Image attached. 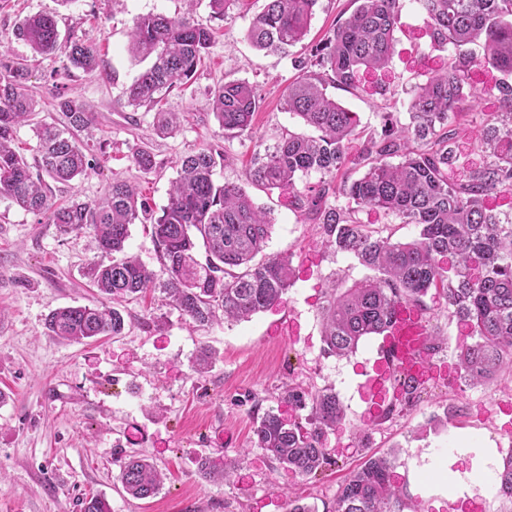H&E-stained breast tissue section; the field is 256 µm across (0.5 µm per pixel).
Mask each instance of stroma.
I'll list each match as a JSON object with an SVG mask.
<instances>
[{
    "mask_svg": "<svg viewBox=\"0 0 512 512\" xmlns=\"http://www.w3.org/2000/svg\"><path fill=\"white\" fill-rule=\"evenodd\" d=\"M264 5L265 0H235L224 17L214 19L207 0H199L196 15L208 20L212 45L192 80L163 101L164 109L179 114L180 125L162 136L154 129L153 112L126 104L125 91L140 69L127 51L128 32L139 15H182L184 0H73L66 6L60 0H0V45L27 65L26 86L40 119H59L61 91L94 115L92 125L75 134L79 143L98 145L93 168L68 183L50 182L52 202L97 201L118 177L135 184L157 211L168 201L181 157L220 148L226 162L215 178L234 181L259 145L272 144L285 129L302 131L299 118L283 105L295 76L291 60L307 55L354 5L320 0L307 36L286 55L257 51L246 38L250 19ZM36 13L54 15L61 38L95 43L98 68H73L61 52L33 55L14 31ZM394 38L385 68L364 74L353 89L332 92L368 134L380 132L388 113L408 122L417 86L456 54L451 47H433L416 0H406ZM469 77L488 93L464 101L448 120L458 155L448 170L452 180L483 162L476 139L500 109L490 91L499 72L473 66ZM228 81L248 82L260 100L251 136L219 135L208 97ZM141 148L153 154L154 169L134 164L132 155ZM250 194L271 211L266 254L287 256L293 267V284L280 304L247 321L199 327L152 292L118 300L127 321L123 336L89 343L48 336L44 320L60 307L101 302L89 277L91 266L103 260L92 235L61 234L45 216L0 200V512H80V500L88 495L104 497L112 512H287L292 498L326 512L354 468L389 450L396 456L404 512H437L442 495L418 481L415 471L433 473L447 463L471 471L470 457L457 452L463 435L496 450L490 476L474 488L482 512H512V501L499 495L494 479L512 453V376L465 381L459 354L472 338L450 317L444 298L430 294L424 321L445 341L429 362L420 397L389 419H377L361 390L375 374L376 337L361 341L350 357H331L323 352L318 318L331 279L349 286L364 279L367 269L352 256L326 249L317 226L302 222L288 192L254 188ZM204 347L216 362L198 373L192 362ZM290 386L331 389L346 411L342 425L326 437L327 463L313 478L289 471L254 444V422L267 409L305 420L306 411L285 394ZM442 411L450 416L448 424L431 423ZM135 452L163 475L154 497L132 498L117 479ZM205 457L235 460L239 468L229 483H216L199 473Z\"/></svg>",
    "mask_w": 512,
    "mask_h": 512,
    "instance_id": "35a3bbf8",
    "label": "stroma"
}]
</instances>
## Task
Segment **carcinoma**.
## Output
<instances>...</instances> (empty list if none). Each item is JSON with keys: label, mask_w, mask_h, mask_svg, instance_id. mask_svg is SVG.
I'll use <instances>...</instances> for the list:
<instances>
[{"label": "carcinoma", "mask_w": 512, "mask_h": 512, "mask_svg": "<svg viewBox=\"0 0 512 512\" xmlns=\"http://www.w3.org/2000/svg\"><path fill=\"white\" fill-rule=\"evenodd\" d=\"M181 17L148 14L134 18L129 51L143 62L126 88L127 104L152 108L173 89L191 80L197 64L212 43L208 23L194 16V2ZM319 0H267L247 28L259 51L286 53L310 27ZM357 7L312 49L311 58L296 60V77L285 91L288 112L313 128L309 136L283 131L274 143L256 152L240 179L214 180L221 152H200L178 161L168 203L160 214L139 199L137 188L119 178L103 198L88 203L73 199L53 207L45 178L70 182L91 168L89 148L74 133L93 123L92 113L69 98L58 103L59 124L42 123L34 100L25 93L28 70L0 53V198L20 208L50 214V223L64 233L91 231L101 252L112 256L97 264L90 276L109 297L143 294L160 288L166 304L199 326L216 319L241 321L274 305L291 286L287 256L256 260L267 246L273 227L268 212L255 205L249 187L269 192L296 187L312 172L323 176L314 193L296 192V206L312 215L327 249L348 254L374 277L325 290L319 316L324 351L347 356L359 343L386 332L395 306L405 303L426 311L430 289L442 291L448 311L475 338L460 354L465 380L488 382L512 372V214L503 217L486 206V199L503 185L512 186V0H418L431 28L433 47L449 45L458 52L483 40L481 57L429 77L409 103V122L387 115L381 133L363 142L351 159L346 142L356 135V113L328 94V87L353 88L361 69H378L393 51V35L405 0H354ZM36 55L58 51L85 71L95 68L97 46L80 39L60 42L54 17L25 18L15 30ZM470 64L488 65L505 79L495 85L504 111L484 125L477 148L482 164L470 168L457 182L448 180L454 151L448 137V117L460 102L477 99L485 89L467 78ZM209 105L224 138L252 134L259 98L252 86L230 81L216 87ZM179 118L156 112L158 132H174ZM32 124L38 158L31 164L12 148L18 127ZM366 171L351 182H336L347 164ZM348 199V206L336 204ZM384 209L417 236L394 241L370 231L355 218L356 208ZM150 223L167 272L158 283L140 260L126 254L129 225ZM126 320L115 307L67 306L46 318L48 335L74 341H95L123 334ZM288 401L309 409V428L285 421L269 410L253 428L254 443L279 464L302 477L316 475L326 460L325 436L344 419L345 409L329 389L305 393L288 389ZM395 452L373 455L352 471L341 485L332 512H403L402 487L394 474ZM235 464L219 468L208 458L200 473L212 481L226 480ZM123 490L136 499L154 496L162 486L160 472L145 457L128 456L121 467ZM496 483L498 493L512 500V455L506 458ZM81 512H110L101 496L84 498Z\"/></svg>", "instance_id": "carcinoma-1"}]
</instances>
